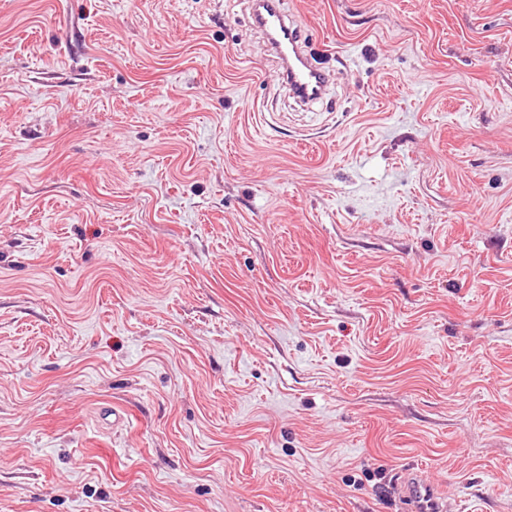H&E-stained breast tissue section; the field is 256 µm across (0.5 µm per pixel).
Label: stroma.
<instances>
[{
  "mask_svg": "<svg viewBox=\"0 0 512 512\" xmlns=\"http://www.w3.org/2000/svg\"><path fill=\"white\" fill-rule=\"evenodd\" d=\"M0 0V512H512V0ZM257 2L266 5L257 23L281 64L282 78L290 94L303 104L320 98L326 91L328 79L306 54L301 26L283 8L282 0ZM403 499L410 512H443L438 488L424 479L422 474L411 469L397 478Z\"/></svg>",
  "mask_w": 512,
  "mask_h": 512,
  "instance_id": "obj_1",
  "label": "stroma"
}]
</instances>
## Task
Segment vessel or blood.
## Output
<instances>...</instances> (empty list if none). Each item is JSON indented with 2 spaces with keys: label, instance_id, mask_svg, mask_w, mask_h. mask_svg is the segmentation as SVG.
Wrapping results in <instances>:
<instances>
[{
  "label": "vessel or blood",
  "instance_id": "obj_1",
  "mask_svg": "<svg viewBox=\"0 0 512 512\" xmlns=\"http://www.w3.org/2000/svg\"><path fill=\"white\" fill-rule=\"evenodd\" d=\"M265 9L258 26L281 64V74L292 97L303 104L320 98L327 76L304 50V35L298 22L283 7V0H263ZM409 512H443L438 488L422 474L406 470L397 478Z\"/></svg>",
  "mask_w": 512,
  "mask_h": 512
}]
</instances>
